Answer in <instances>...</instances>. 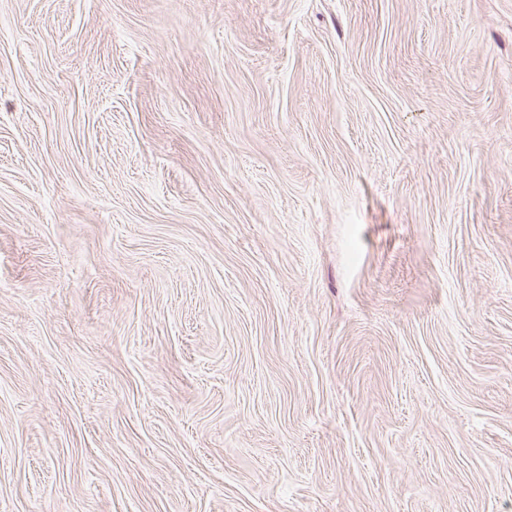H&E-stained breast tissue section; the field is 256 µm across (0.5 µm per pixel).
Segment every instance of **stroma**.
I'll use <instances>...</instances> for the list:
<instances>
[{
    "mask_svg": "<svg viewBox=\"0 0 512 512\" xmlns=\"http://www.w3.org/2000/svg\"><path fill=\"white\" fill-rule=\"evenodd\" d=\"M0 512H512V0H0Z\"/></svg>",
    "mask_w": 512,
    "mask_h": 512,
    "instance_id": "1",
    "label": "stroma"
}]
</instances>
